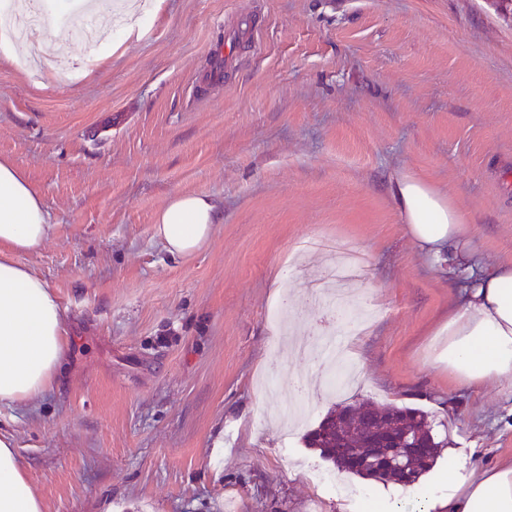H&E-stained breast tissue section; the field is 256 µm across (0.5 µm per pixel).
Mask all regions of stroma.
I'll return each mask as SVG.
<instances>
[{"instance_id":"obj_1","label":"stroma","mask_w":512,"mask_h":512,"mask_svg":"<svg viewBox=\"0 0 512 512\" xmlns=\"http://www.w3.org/2000/svg\"><path fill=\"white\" fill-rule=\"evenodd\" d=\"M140 27L99 54L73 35L38 59L24 34L0 54V161L52 224L15 259L69 337L37 409L0 404L42 512H363L376 484L304 440L363 401L428 413L445 452L419 491L447 449L512 456V391L426 355L456 275L389 193L425 179L464 212L467 248L512 261V21L488 0H162ZM182 194L223 220L179 258L153 225ZM344 252L379 316L349 337L359 381L329 395L302 348L326 314L309 286ZM306 380L313 414L291 432L276 409Z\"/></svg>"}]
</instances>
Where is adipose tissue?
<instances>
[{"instance_id":"ef3b65f1","label":"adipose tissue","mask_w":512,"mask_h":512,"mask_svg":"<svg viewBox=\"0 0 512 512\" xmlns=\"http://www.w3.org/2000/svg\"><path fill=\"white\" fill-rule=\"evenodd\" d=\"M406 230L433 262L457 269L459 300L427 348L448 360L460 385L512 389V263L486 265L466 251V217L424 180L403 175L390 184ZM222 217L201 194L175 196L157 214L154 235L171 255L200 249ZM51 228L41 197L10 163L0 162V404H30L52 386L68 351L56 295L18 264L14 253L41 247ZM441 495H403L384 484L365 512H512V457L465 466L448 456ZM0 512H42L10 437L0 435Z\"/></svg>"}]
</instances>
